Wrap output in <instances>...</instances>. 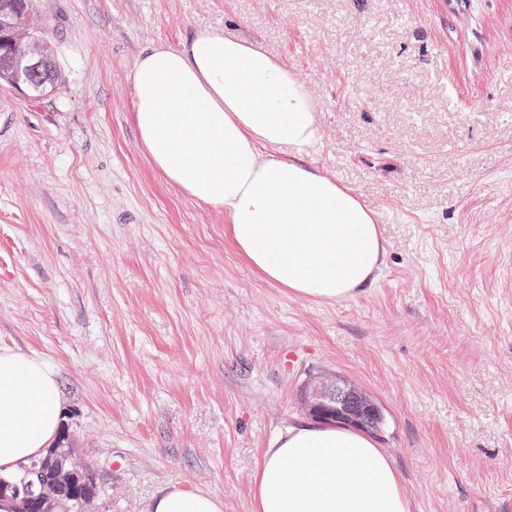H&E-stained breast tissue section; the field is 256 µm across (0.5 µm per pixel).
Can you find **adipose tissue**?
I'll return each mask as SVG.
<instances>
[{"mask_svg": "<svg viewBox=\"0 0 512 512\" xmlns=\"http://www.w3.org/2000/svg\"><path fill=\"white\" fill-rule=\"evenodd\" d=\"M132 119L165 180L223 211L238 252L266 281L317 301L351 296L379 270L375 213L300 161L279 155L320 145L315 105L282 59L259 41L196 31L145 49L132 71ZM61 418L55 372L0 350V475L39 459ZM254 512H410L389 456L346 428H288L265 449ZM150 512H224L217 494L171 485Z\"/></svg>", "mask_w": 512, "mask_h": 512, "instance_id": "obj_1", "label": "adipose tissue"}]
</instances>
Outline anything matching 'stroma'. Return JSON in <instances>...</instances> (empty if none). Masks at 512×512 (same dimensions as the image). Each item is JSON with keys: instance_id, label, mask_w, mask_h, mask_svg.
Masks as SVG:
<instances>
[{"instance_id": "obj_1", "label": "stroma", "mask_w": 512, "mask_h": 512, "mask_svg": "<svg viewBox=\"0 0 512 512\" xmlns=\"http://www.w3.org/2000/svg\"><path fill=\"white\" fill-rule=\"evenodd\" d=\"M59 73L0 82V349L56 373L100 492L170 485L253 512L264 448L313 376L379 404L411 512H512V0H34ZM257 39L312 97L306 164L378 215L374 280L336 302L270 284L221 211L169 185L132 123L146 47Z\"/></svg>"}]
</instances>
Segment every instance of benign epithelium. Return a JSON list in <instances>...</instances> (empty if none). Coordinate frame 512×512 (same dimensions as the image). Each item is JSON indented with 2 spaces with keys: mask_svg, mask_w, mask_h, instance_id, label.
<instances>
[{
  "mask_svg": "<svg viewBox=\"0 0 512 512\" xmlns=\"http://www.w3.org/2000/svg\"><path fill=\"white\" fill-rule=\"evenodd\" d=\"M8 32L10 53L0 55V71L8 73L11 86L26 89L37 95L46 91L51 82L52 69L39 40L31 38L13 15L0 3V34ZM306 405L309 414L318 422L330 424L334 421L358 426L374 427L381 420V411L371 396L359 387L334 380L318 381L308 388ZM41 465L53 472L46 480L38 469L27 472L14 484L6 485L12 490L11 512H50V507L64 501H73L83 506L94 499V495L80 483V468L67 456L60 463L46 456Z\"/></svg>",
  "mask_w": 512,
  "mask_h": 512,
  "instance_id": "1",
  "label": "benign epithelium"
}]
</instances>
